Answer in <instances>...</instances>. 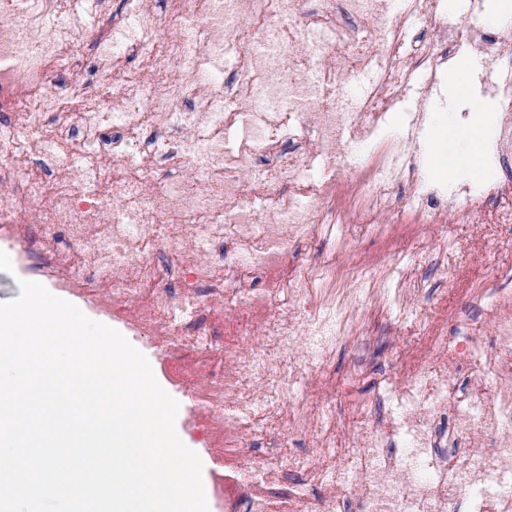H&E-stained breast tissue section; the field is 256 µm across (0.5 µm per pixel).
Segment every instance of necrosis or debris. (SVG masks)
<instances>
[{"mask_svg":"<svg viewBox=\"0 0 512 512\" xmlns=\"http://www.w3.org/2000/svg\"><path fill=\"white\" fill-rule=\"evenodd\" d=\"M172 3L159 39L149 0L115 12L107 0H0V247L15 273L93 301L158 347L164 378L195 393L185 427L219 457L224 512H512L501 289L483 294L492 340L434 321L371 396L352 397L343 387L365 375L372 341L352 284L369 298L393 285L387 328L418 318L421 291L396 258L294 256L325 228L366 223L396 184L422 223H447L405 145H380L348 184L309 174L315 154L341 163L351 140L371 137L413 71L455 55L437 0H405L398 14L391 0H314L306 13L301 0ZM232 44L229 80L214 61ZM87 54L88 72L76 66ZM365 69L375 82L351 104L341 82ZM500 73L495 150L511 167L512 70ZM241 125L248 136L225 153ZM256 200L272 223L256 222ZM342 347L354 353L343 379ZM300 436L308 452L295 451ZM262 440L269 450L252 457Z\"/></svg>","mask_w":512,"mask_h":512,"instance_id":"1","label":"necrosis or debris"}]
</instances>
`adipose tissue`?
<instances>
[{
  "mask_svg": "<svg viewBox=\"0 0 512 512\" xmlns=\"http://www.w3.org/2000/svg\"><path fill=\"white\" fill-rule=\"evenodd\" d=\"M449 95L467 102L472 113V133L467 142L456 139L454 125L443 118L435 122L426 140V152L433 162V171L439 177L464 169L470 179L478 180L484 174V112L482 102L472 98L466 83L455 79L448 84Z\"/></svg>",
  "mask_w": 512,
  "mask_h": 512,
  "instance_id": "obj_1",
  "label": "adipose tissue"
}]
</instances>
